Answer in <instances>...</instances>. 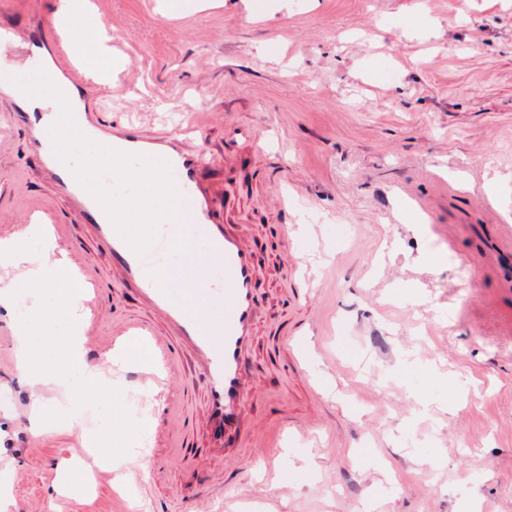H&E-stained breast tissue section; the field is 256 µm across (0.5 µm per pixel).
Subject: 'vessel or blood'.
Instances as JSON below:
<instances>
[{"instance_id":"b4317fda","label":"vessel or blood","mask_w":512,"mask_h":512,"mask_svg":"<svg viewBox=\"0 0 512 512\" xmlns=\"http://www.w3.org/2000/svg\"><path fill=\"white\" fill-rule=\"evenodd\" d=\"M0 45L17 53L20 65L43 61L59 68V87L69 100L76 124L85 129L89 139L130 154L160 157L170 164L183 198V215L190 237L203 244L201 253L185 256L183 275L177 281L169 274L172 222L161 223L156 243L145 256H137L95 199L57 158L47 136L56 113L38 111L29 98L14 101L11 123L25 129L39 158L42 178L92 225L100 249L111 256L114 267L136 289L154 316L150 322L134 320L113 328V344L132 337L148 342L158 364L164 367L159 384L165 388L171 376L166 369L170 352L167 337L179 336L190 346L194 367L207 385L205 438L215 446L229 443L241 435L246 400L254 393L246 372L261 314L260 271L256 244L225 224L224 206L206 175L201 136L212 123L213 113L193 109L181 112L175 133L147 137L141 134L139 125L113 124L102 119V112L112 105L113 93L99 87L96 74L75 57L70 41L57 27L43 28L37 35L25 28L5 27L0 29ZM33 223L43 225L56 239L67 233L53 207L25 205L18 222L0 225V237L22 235L27 225ZM66 265L76 287L83 290L81 305L88 314L86 341L97 344L100 326L108 318V310L99 298L97 280L87 270L79 248L68 252ZM216 267L224 274L223 287L207 289L204 303L189 306L187 294L196 283L210 280ZM214 303L224 307L222 321H213L209 316V307Z\"/></svg>"}]
</instances>
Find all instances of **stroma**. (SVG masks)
Masks as SVG:
<instances>
[{
  "label": "stroma",
  "instance_id": "35a3bbf8",
  "mask_svg": "<svg viewBox=\"0 0 512 512\" xmlns=\"http://www.w3.org/2000/svg\"><path fill=\"white\" fill-rule=\"evenodd\" d=\"M200 2L106 0L101 46L123 42L141 75L103 118L157 134L189 102L216 115L211 177L267 271L247 436L203 443L206 385L175 339L168 399L152 403L139 364L91 348L138 402L32 432L0 312V477L17 512H460L470 499L512 512V0ZM54 13L55 0H13L0 25L37 30ZM37 167L14 131L0 225L18 201L51 199ZM409 210L422 223L403 222ZM60 214L58 247L81 245L113 321L149 319L86 225ZM173 408L183 425L155 445ZM264 435L285 484L259 470ZM86 441L130 466L115 474Z\"/></svg>",
  "mask_w": 512,
  "mask_h": 512
}]
</instances>
